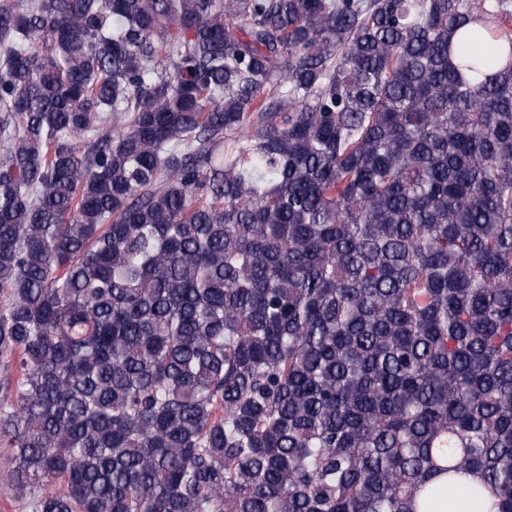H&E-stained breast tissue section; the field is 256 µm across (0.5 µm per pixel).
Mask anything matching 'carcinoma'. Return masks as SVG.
<instances>
[{
  "instance_id": "carcinoma-1",
  "label": "carcinoma",
  "mask_w": 512,
  "mask_h": 512,
  "mask_svg": "<svg viewBox=\"0 0 512 512\" xmlns=\"http://www.w3.org/2000/svg\"><path fill=\"white\" fill-rule=\"evenodd\" d=\"M0 372L30 512H512V0H0Z\"/></svg>"
}]
</instances>
